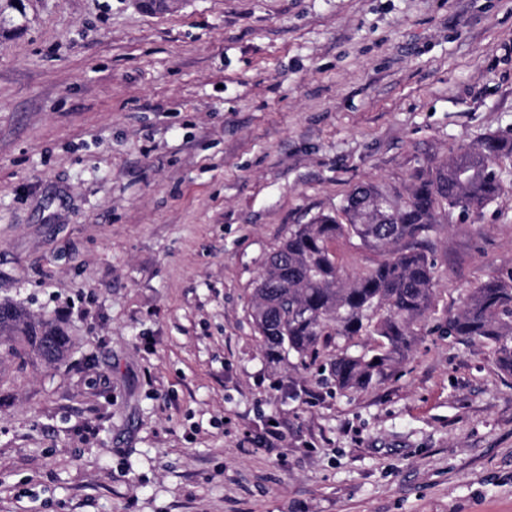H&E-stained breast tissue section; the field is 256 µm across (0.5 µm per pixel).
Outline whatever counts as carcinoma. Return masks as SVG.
Here are the masks:
<instances>
[{"label":"carcinoma","instance_id":"cac0c4a2","mask_svg":"<svg viewBox=\"0 0 512 512\" xmlns=\"http://www.w3.org/2000/svg\"><path fill=\"white\" fill-rule=\"evenodd\" d=\"M509 158L512 139L489 135L415 175L402 189L356 187L341 216L321 214L289 229L264 261L251 298L257 333L272 360L292 357L308 369L326 356L329 377L340 392L363 390L386 378L417 329L436 314L435 263L413 243L449 210L468 213L492 203L503 187L500 161ZM343 235L359 239L383 259L367 271L345 273L334 248ZM444 328L485 343L498 368L512 376V273L472 288L463 307L444 319ZM362 336L369 340L366 348L351 352ZM3 337L4 353L22 364L31 353L58 361L68 344L58 328L0 303Z\"/></svg>","mask_w":512,"mask_h":512}]
</instances>
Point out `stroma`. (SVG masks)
<instances>
[{
  "instance_id": "stroma-1",
  "label": "stroma",
  "mask_w": 512,
  "mask_h": 512,
  "mask_svg": "<svg viewBox=\"0 0 512 512\" xmlns=\"http://www.w3.org/2000/svg\"><path fill=\"white\" fill-rule=\"evenodd\" d=\"M492 133L512 0H0V302L70 340L0 357V512H512L481 342L343 394L250 315L292 225ZM421 247L442 315L511 272L512 174Z\"/></svg>"
}]
</instances>
